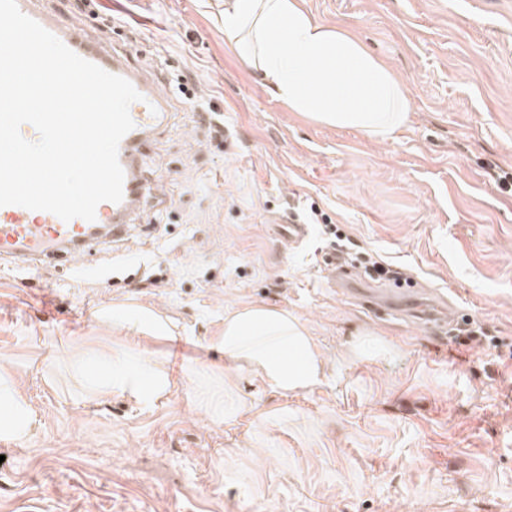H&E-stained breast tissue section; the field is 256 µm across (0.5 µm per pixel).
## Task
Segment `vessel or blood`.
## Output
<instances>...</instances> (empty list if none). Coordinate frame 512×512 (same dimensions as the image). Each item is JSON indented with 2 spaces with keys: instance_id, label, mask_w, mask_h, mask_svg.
<instances>
[{
  "instance_id": "b4317fda",
  "label": "vessel or blood",
  "mask_w": 512,
  "mask_h": 512,
  "mask_svg": "<svg viewBox=\"0 0 512 512\" xmlns=\"http://www.w3.org/2000/svg\"><path fill=\"white\" fill-rule=\"evenodd\" d=\"M19 9L58 37L79 57L106 72L123 77L140 93L129 108L133 128L119 144L118 158L124 171L121 202H101L95 220L75 218L63 221L47 211L29 210L17 205L0 206V259L30 267L42 260L67 252L79 260L86 248L100 239H119L126 234L147 197L159 193L156 181L144 171L145 143L158 133L170 110L172 92L141 66L131 65L127 53L104 48L78 25L45 9L41 0H17Z\"/></svg>"
}]
</instances>
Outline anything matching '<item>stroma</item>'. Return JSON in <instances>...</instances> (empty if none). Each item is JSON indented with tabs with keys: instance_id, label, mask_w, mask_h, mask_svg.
<instances>
[{
	"instance_id": "stroma-1",
	"label": "stroma",
	"mask_w": 512,
	"mask_h": 512,
	"mask_svg": "<svg viewBox=\"0 0 512 512\" xmlns=\"http://www.w3.org/2000/svg\"><path fill=\"white\" fill-rule=\"evenodd\" d=\"M44 5L160 82L188 78L224 134L172 104L146 154L162 197L88 248L87 275L0 262V378L39 421L21 442L0 433V512H512V194L485 174L512 167V0H305L406 87L409 123L382 143L280 103L225 40L224 0ZM313 209L348 259L399 268L410 293L357 268L341 287L317 226L289 245L281 224ZM116 301L179 333L148 342L176 380L154 407L95 389L131 345L96 316ZM251 304L304 323L321 384L285 396L225 370L224 312ZM416 304L505 344L434 335Z\"/></svg>"
}]
</instances>
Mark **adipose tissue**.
I'll use <instances>...</instances> for the list:
<instances>
[{
  "label": "adipose tissue",
  "mask_w": 512,
  "mask_h": 512,
  "mask_svg": "<svg viewBox=\"0 0 512 512\" xmlns=\"http://www.w3.org/2000/svg\"><path fill=\"white\" fill-rule=\"evenodd\" d=\"M224 36L290 111L377 142L393 139L409 121V96L395 72L347 30L317 21L303 0H224ZM112 323L135 336H173L167 321L129 303L113 305ZM220 346L225 368L248 371L284 394L307 392L326 376V360L307 328L283 309L225 312ZM173 384L148 348L112 355L110 388L140 406H153ZM0 400L13 409L0 430L29 437L36 416L27 400L4 380Z\"/></svg>",
  "instance_id": "1"
}]
</instances>
